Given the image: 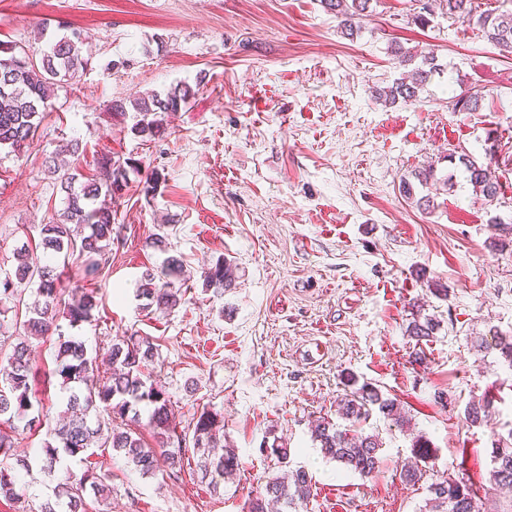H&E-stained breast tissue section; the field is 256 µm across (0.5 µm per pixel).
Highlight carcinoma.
<instances>
[{"label": "carcinoma", "instance_id": "1", "mask_svg": "<svg viewBox=\"0 0 512 512\" xmlns=\"http://www.w3.org/2000/svg\"><path fill=\"white\" fill-rule=\"evenodd\" d=\"M371 0H323L325 8L336 14L339 25L348 35L360 29V23L369 9ZM448 18L458 21H476L488 42L512 50V13H477L475 0H441ZM85 42L77 31L54 40L38 53L21 46H3L0 43V147L17 151L34 138L44 112L55 89L62 84L79 82L91 56L84 54ZM439 69L436 56H425L421 66L383 91L391 103H411L418 97L426 81ZM194 95L189 86H176L161 96L136 98L132 107L139 119L133 125L138 133L152 136L163 128L165 114L177 112ZM482 92L473 90L454 97L457 112L478 109ZM467 180L488 203L498 198L500 186L495 172L466 158H461ZM100 167L107 179L100 183L82 180V174L71 168L70 163L57 156L50 158L47 172L60 182L65 192L64 206L42 225L41 246L54 254L72 255L85 259L87 273L93 275L108 264L112 254V232L117 210L112 200L121 195L129 183V171H136L128 159L105 156ZM27 254H17L14 277L0 278V313L6 312L8 303L22 302V295L35 288L37 300L26 308L22 328L29 336H47L57 329L61 310H66L70 324L87 322L98 307L94 290L90 289L61 307L59 275L48 265L35 267L26 261ZM183 274V266L169 257L158 272H145L137 288V297L143 300L142 308H172L179 303L181 289L174 287V280ZM206 286L216 292L232 282V270L224 260H217L204 269ZM435 323L415 320L408 329V336L420 342L433 334ZM478 347L489 352L497 351L512 367V334L497 333L492 341H481ZM158 350L147 338L127 336L118 339L108 348L106 359L112 365L109 377L94 378L96 359L88 355L85 343L71 337H59L56 353V371L68 384V396L63 423L54 429V441L43 448L41 470L56 482L54 499L40 506V512H86L85 495L105 500L110 493V476L96 466L85 465L78 472L58 467L61 456L86 461L85 454L91 442L102 441L112 451L123 457L144 476L159 471L164 463L170 472L183 467L182 443L187 434L176 431L172 425L173 409L167 392L148 383L146 370L154 362ZM33 367L25 342L0 356V425L10 432L0 430V457L13 456L18 422L25 421L30 428L41 423L40 416L31 415L35 410V393L32 390ZM150 409L147 422H142L138 407ZM379 413L396 426L403 425L397 400L384 395L366 383L359 389L345 394L337 404L341 418L352 422L365 421ZM465 418L472 423L491 420L489 405L472 403L465 410ZM193 450L199 457L201 478L218 486L224 476L239 466L236 454L224 446L220 434L218 413L204 407L192 418ZM151 430L155 445L144 443L139 427ZM312 438L320 444L325 457L336 461L350 473L371 477L379 471L382 443L375 435L350 434L330 421H320L312 429ZM413 459L401 465V479L415 486L423 484L428 492V512H479L476 493L472 484L451 473L435 475L423 466L430 454L428 441L417 439ZM281 472L270 478L264 492L249 503L248 512H267L266 498L281 503L286 512H300L313 496L314 481L303 468L288 469V449L272 445ZM493 467L489 473L491 489L512 488V431L508 438L499 437L492 442ZM25 496V489L18 485L12 471L0 466V497L18 501Z\"/></svg>", "mask_w": 512, "mask_h": 512}]
</instances>
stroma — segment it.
Instances as JSON below:
<instances>
[{"label":"stroma","mask_w":512,"mask_h":512,"mask_svg":"<svg viewBox=\"0 0 512 512\" xmlns=\"http://www.w3.org/2000/svg\"><path fill=\"white\" fill-rule=\"evenodd\" d=\"M415 7L371 0L348 36L321 0H0V41L34 50L76 28L92 55L78 84L53 98L34 140L0 150V273H14L23 246L29 261L61 272L63 302L94 289L92 320L64 334L100 356L122 337H150L159 357L148 371L179 429L210 408L240 460L215 490L193 452L177 475L149 477L96 448L112 491L103 503L87 497L88 512H248L279 471L261 451L276 437L290 467L316 481L309 512H427L426 492L398 473L419 436L431 444L429 468L464 474L480 512H512V492L487 488L492 441L512 430V368L477 348L512 332V53L439 7L427 25L414 24ZM396 46L412 62L399 64ZM430 51L444 71L415 102L375 98ZM180 83L195 94L158 136L133 132L134 110L110 108ZM471 88L485 94L477 111L449 108ZM76 138L82 149L69 162L86 177L100 178L105 155L139 166L118 201L110 261L93 278L77 257L39 245L64 198L45 162ZM453 156L495 170L494 204L464 176L443 185ZM427 168L434 177L415 193L434 206L423 210L401 185ZM156 233L168 252L147 246ZM169 254L186 267L181 301L143 310L139 280ZM220 259L235 277L218 295L201 273ZM423 317L437 327L418 343L406 329ZM57 342L28 341L48 421L5 460L26 498H0V512H37L52 495L40 458L68 396L53 372ZM366 382L397 399L407 422L359 426L382 441L380 471L365 479L323 457L311 428L323 417L348 428L337 402ZM477 399L489 401L493 419L472 426L464 410Z\"/></svg>","instance_id":"35a3bbf8"}]
</instances>
